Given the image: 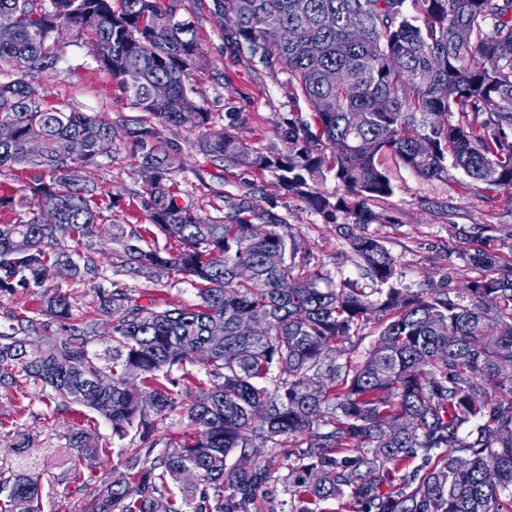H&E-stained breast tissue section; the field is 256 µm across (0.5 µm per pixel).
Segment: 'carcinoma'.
<instances>
[{"mask_svg": "<svg viewBox=\"0 0 512 512\" xmlns=\"http://www.w3.org/2000/svg\"><path fill=\"white\" fill-rule=\"evenodd\" d=\"M235 15L227 37L268 69L281 66L312 108L277 126V148L256 147L230 122L209 132L210 115L187 107L192 69L204 64L178 0H0V69L31 60L0 81V170L42 173L29 191L0 198L17 214L0 224V294L41 289L32 314L0 322V385L44 403L85 407L111 424L121 477L92 479L86 512H252L272 481L280 448L288 458L291 512L351 491L354 512H512V263L477 251L481 272L456 291L449 282L410 291L384 242L360 232L370 205L394 194L385 161L427 179L452 170L489 187L512 186V0H214ZM363 14L359 29L348 16ZM92 42L101 69L145 118L125 130L147 183L149 227L100 223L85 169L95 143L113 129L99 114L46 104L27 78L56 68L54 29ZM469 33L465 43L456 31ZM198 129L199 150L226 169L269 172L287 194L333 224L375 288L347 279L317 287L291 225L256 202L257 190L224 191L219 217L183 201L165 129ZM81 139L86 152H59ZM37 142L41 155L28 146ZM332 174L343 193L318 190ZM159 235L176 249L149 244ZM112 241V269L152 288L179 277L196 303L160 305L112 282L97 289L98 317L77 319L69 296L47 285L56 264L92 281L100 266L78 246ZM104 321L110 333L99 332ZM377 336L360 362L354 339ZM98 344L103 350L95 349ZM209 351L204 377L186 369ZM107 375L112 386L95 380ZM181 397L185 431L162 433ZM301 443H296V440ZM61 480H78L108 454L84 428ZM0 477V512H41L39 473L15 449ZM417 465L407 469L410 462ZM192 467L197 480L187 484Z\"/></svg>", "mask_w": 512, "mask_h": 512, "instance_id": "1", "label": "carcinoma"}]
</instances>
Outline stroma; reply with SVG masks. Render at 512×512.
Wrapping results in <instances>:
<instances>
[{"label": "stroma", "mask_w": 512, "mask_h": 512, "mask_svg": "<svg viewBox=\"0 0 512 512\" xmlns=\"http://www.w3.org/2000/svg\"><path fill=\"white\" fill-rule=\"evenodd\" d=\"M179 16L191 21L207 62L205 68L193 71L188 94L209 113L212 129L223 128L232 113L240 119L243 138L268 146L276 143L275 128L289 113L308 112V104L291 89L287 70L267 69L232 48L213 0H180ZM60 42L55 72L32 80L44 101L135 125L141 111L131 107L120 87L99 67L91 44L73 33ZM165 136L177 147L176 178L184 198L202 215H220L222 192L238 193L244 184L256 183L264 189L260 206L275 205L290 224L310 270L321 273L319 287L333 288L343 280L359 278L360 271L335 227L302 201L283 195L271 173L218 168L197 148L198 131L172 127ZM134 152L130 140L117 137L111 152L100 156L91 169L99 192L113 200L112 206L103 207V219L135 225L147 221L146 183ZM389 174L394 194L374 204L378 219L364 230L384 240L397 261L404 288L415 291L444 279L451 287H465L478 275L465 265L466 253L487 251L512 262V188L475 190L469 178L455 170L449 180H428L395 163L390 164ZM83 413L76 405L60 411L46 407L34 390L20 401L12 390L0 388V467L12 464L13 447L26 445L29 459L41 473L42 512H82L88 498L87 492L60 478Z\"/></svg>", "instance_id": "1"}]
</instances>
